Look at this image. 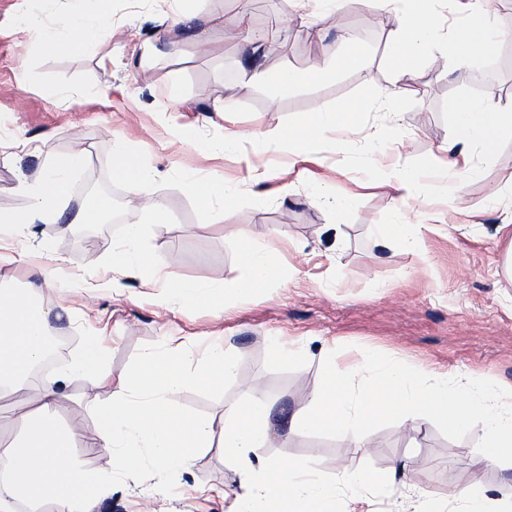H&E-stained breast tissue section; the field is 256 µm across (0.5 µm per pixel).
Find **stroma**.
<instances>
[{"label": "stroma", "mask_w": 512, "mask_h": 512, "mask_svg": "<svg viewBox=\"0 0 512 512\" xmlns=\"http://www.w3.org/2000/svg\"><path fill=\"white\" fill-rule=\"evenodd\" d=\"M45 12L47 21L69 19L75 0H0V137L15 142L13 154H0V214L31 205L19 188L36 180L52 161L76 150L87 155L72 178L69 209L85 206L89 182L102 183L125 223L144 227L143 248L160 264L159 275L140 270L114 274L107 268L121 242L115 225H92L77 240V225H37L38 242L57 257L56 275L71 281L57 290L42 285L43 259L12 268L17 289L39 287L44 305L68 309L60 324L63 340L56 368H63L87 337L105 331L106 364L113 376L130 371L166 337L182 341L203 333L229 337L239 356L234 378L218 389L185 387L177 405L188 413L222 420L247 388L262 391L275 411L308 404L329 365L349 370L365 350L379 357L438 374L449 385L470 382L480 389L496 384L502 408L512 407V279L502 267L507 244L497 227L512 220V140L501 143L494 159L478 163V176L445 167L440 150L452 133V108L462 97L501 112L512 110V0H497L494 25L504 34L493 67L477 60L460 67L437 54L413 75L414 95L398 112L376 108L392 88L386 50L392 29L378 14L366 25L362 0H345L352 27L366 29L360 67L334 72L343 50L334 16H324L321 43H311L289 22L281 0H253L254 23L262 32L259 59L272 74L315 67L321 78L292 90L276 85L242 91L224 78L244 54L241 42L211 32L212 48L200 52L178 41L162 21L163 0H112V26L99 34L96 53L58 52L34 34L7 26L17 8ZM159 39L160 51L148 66L132 57L141 38ZM354 98L365 101L358 129H342L317 142L310 160L294 156L277 140L282 128L298 124L316 105L343 109ZM233 105L234 127L243 135L238 154H211L206 144L223 139L224 121L213 107ZM188 125L191 137L176 128ZM273 140L265 156L270 173L256 193L243 194L233 209L203 210L190 179L223 170L228 183L249 179L244 162L252 152L251 133ZM123 134L139 161L156 172L154 195L166 211L153 218L134 202L113 174V136ZM417 170L420 194L412 206L429 230L419 254L379 245L376 230L393 223V191L383 185L388 170ZM348 198L335 213L323 195ZM247 229L270 244L279 278L255 296L239 297L247 277L232 226ZM96 287H88V280ZM222 283V311L172 300V283ZM302 346L306 358L284 362L270 349L271 337ZM418 432L406 414L375 411L359 439L311 431L288 434L277 427L257 456L307 464L332 475L361 470L384 484L373 497L375 512H413L409 495L459 512L455 492L470 482L469 461L486 449L482 428H454L414 410ZM84 467L112 475L99 512H227L239 491L237 465L220 448L202 453L190 471L173 480L158 471L128 476L113 471L102 448L78 447Z\"/></svg>", "instance_id": "obj_1"}]
</instances>
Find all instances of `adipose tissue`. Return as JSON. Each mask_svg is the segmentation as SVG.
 <instances>
[{"label":"adipose tissue","instance_id":"1","mask_svg":"<svg viewBox=\"0 0 512 512\" xmlns=\"http://www.w3.org/2000/svg\"><path fill=\"white\" fill-rule=\"evenodd\" d=\"M455 2L463 22L451 36L450 53L456 64L467 66L495 53L502 35L490 20L492 0ZM364 3L371 12H385L393 21L386 59L394 90L383 101L385 107L393 108L408 90L414 70L438 47L432 0ZM290 5L292 19L313 41L322 37L320 18L342 12L340 0H290ZM164 21L168 30L181 32L198 48L208 49L213 17L196 7L195 0H182L180 7L166 13ZM12 23L37 34L49 46L84 52L94 50V33L112 25L110 15L101 8L52 26L39 16L17 15ZM364 108L359 99L350 101L340 112L320 105L299 125L280 130L278 136L292 143L296 154L305 158L315 143L341 123L356 125ZM452 126V140L442 149L460 156L474 176L479 173L474 159L495 157L500 143L512 139V113L492 111L472 99L455 103ZM113 157V171L131 195L143 200L148 211L163 215V200L150 191L153 175L131 154L125 137H114ZM83 162V153H74L47 169L38 180L24 184L32 204L8 219L17 235L30 236L33 225L64 218L74 224L99 222L101 210L86 207L72 214L67 211L72 175ZM391 188L396 195L398 220L386 225L381 237L384 242L418 250L426 227L411 221L406 210L417 198L419 186L409 170L401 169L395 171ZM141 233L140 225H126L122 245L112 253L113 269L155 271L152 255L139 244ZM235 235L247 268L238 293L251 295L276 280L279 272L268 245L243 229L236 230ZM56 320V314L31 292L8 288L0 280V391L13 393L34 384L42 392L40 406L19 418L13 438L0 440V512H17L22 502L35 508L48 502L54 512H97L112 479L80 466L75 450L81 437L61 425L60 395L77 381L88 382L96 390L92 403L98 422L93 442L109 449L116 471L135 473L148 466L174 476L183 474L217 435L222 439L225 459L241 468L240 491L229 512H336L342 486L350 491L346 512H363L359 490L372 485V477L341 472L327 476L305 465L251 459L253 449L269 441L274 428L271 403L261 392H247L220 426L211 418L189 415L175 406L174 397L184 385L216 388L234 374L238 357L225 340L206 341L198 359L183 346L165 345L143 357L127 375L114 379L105 370V351L99 338L91 336L61 372L34 379L33 370L55 335ZM416 379V372L404 364L365 352L352 373L328 368L309 405L288 413L283 424L292 434L320 428L355 437L370 411L403 412L425 404L431 417L442 423L454 427L481 425L488 449L471 461L472 479L459 496L469 502L470 512H484L487 488L481 474L492 464L512 461V413L500 410L499 394L492 383H485L476 394L464 385L420 387Z\"/></svg>","mask_w":512,"mask_h":512}]
</instances>
